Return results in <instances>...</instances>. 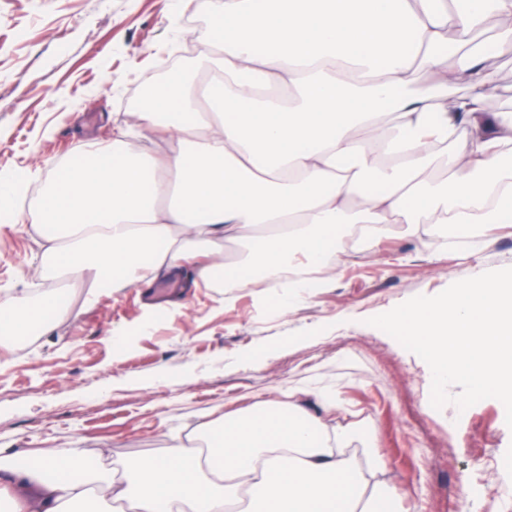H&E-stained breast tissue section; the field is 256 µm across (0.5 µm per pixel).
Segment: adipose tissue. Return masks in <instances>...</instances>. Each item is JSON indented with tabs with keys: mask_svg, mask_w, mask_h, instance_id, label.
I'll return each mask as SVG.
<instances>
[{
	"mask_svg": "<svg viewBox=\"0 0 512 512\" xmlns=\"http://www.w3.org/2000/svg\"><path fill=\"white\" fill-rule=\"evenodd\" d=\"M496 18L493 44L470 34ZM456 60L442 48L449 34ZM220 52L141 89L133 122L96 144L93 167L51 179L40 198L36 277L126 288L200 259L212 281L225 244L249 240V266L324 267L329 230L357 224H511L512 111L489 112V53H512V0L449 9L448 0H217ZM429 81L421 85L418 74ZM466 82L474 95H449ZM395 118L392 127L381 115ZM178 139L140 154L131 138ZM454 177L421 180L437 149ZM379 190L365 193L367 183ZM42 304L0 290V326L22 335ZM205 453L175 449L115 474L75 448L18 470L0 461V512H383V461L344 456L345 432L299 404L206 426Z\"/></svg>",
	"mask_w": 512,
	"mask_h": 512,
	"instance_id": "obj_1",
	"label": "adipose tissue"
}]
</instances>
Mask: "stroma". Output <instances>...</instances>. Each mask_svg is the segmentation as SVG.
<instances>
[{
    "label": "stroma",
    "mask_w": 512,
    "mask_h": 512,
    "mask_svg": "<svg viewBox=\"0 0 512 512\" xmlns=\"http://www.w3.org/2000/svg\"><path fill=\"white\" fill-rule=\"evenodd\" d=\"M212 0H0V180L56 176L112 138L142 84L214 53ZM38 195L0 216V289L37 298ZM435 246L405 225L352 252L315 288H212L186 265L155 286L67 287L47 331L0 344V448L20 466L41 448H77L123 470L197 449V428L289 391L349 431L346 456L379 453L397 512H512V429L493 398L430 404L428 365L368 325L417 295L512 267V224ZM288 297L291 307L278 303ZM341 401L325 415L323 403Z\"/></svg>",
    "instance_id": "obj_1"
}]
</instances>
